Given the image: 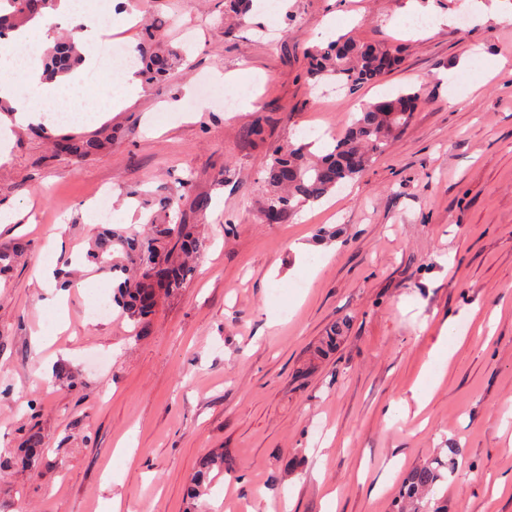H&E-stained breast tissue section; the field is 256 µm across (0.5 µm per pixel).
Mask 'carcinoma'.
<instances>
[{
    "mask_svg": "<svg viewBox=\"0 0 512 512\" xmlns=\"http://www.w3.org/2000/svg\"><path fill=\"white\" fill-rule=\"evenodd\" d=\"M8 8L0 10V35L43 13L53 0H0ZM309 75L315 81H331L343 88L355 89L374 82L394 69L399 62V48L361 43L341 36L326 46L308 53ZM138 60L149 79H161L173 67V54L161 47L157 39L138 47ZM81 56L74 39L59 42L43 58L44 71L50 75L65 74L80 65ZM427 98L418 91H401L396 96L363 105L360 115L346 133L333 143L312 151L313 142L285 141L273 150L264 169L266 196L261 212L284 216L297 207L314 203L336 186L360 176L375 156L383 153L395 133L405 129L414 112ZM37 132L51 140L57 151L86 157L104 150L111 136L103 133L91 137L55 134L46 126ZM28 244L15 241L0 245V273L26 250ZM202 247L192 224H149L142 233L123 229H106L94 235L86 260L100 270L127 271L117 287L115 303L133 322L138 334L149 332L151 316L161 297L183 287L191 273V260ZM345 324L333 326L323 337L315 356L321 358L336 347ZM44 440L37 430H30L20 452L32 460L42 449ZM461 449H447L446 458L428 460L405 476L395 512H447V500L437 497V489L446 480L445 472L458 466ZM224 451L202 457L188 491V512H198V499L205 491L209 475L224 473Z\"/></svg>",
    "mask_w": 512,
    "mask_h": 512,
    "instance_id": "cac0c4a2",
    "label": "carcinoma"
}]
</instances>
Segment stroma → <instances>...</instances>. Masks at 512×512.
<instances>
[{"label":"stroma","mask_w":512,"mask_h":512,"mask_svg":"<svg viewBox=\"0 0 512 512\" xmlns=\"http://www.w3.org/2000/svg\"><path fill=\"white\" fill-rule=\"evenodd\" d=\"M490 2L288 0L272 13L252 0L230 26L224 0H126L133 24L112 44L159 25L174 70L89 123L44 116L56 133H111L106 150L63 155L25 127L0 163V206L16 214L0 244H28L0 274V512H184L197 461L217 450L230 469L200 498L207 512H391L404 472L451 446L464 456L448 512H512L494 493L512 480V21L482 18ZM411 16L433 23L411 29ZM326 21L397 45L399 66L353 93L309 79ZM228 86L247 87L250 111L225 110ZM408 89L426 104L360 177L261 222L276 147L344 133L363 104ZM169 219L196 225L203 251L149 335L114 304L92 319L121 276L88 264L99 287L71 290L66 329L37 346L50 316L35 271L54 226L70 257L101 229ZM450 321L466 339L415 410ZM337 323L335 351L315 358ZM33 427L44 449L28 463Z\"/></svg>","instance_id":"obj_1"}]
</instances>
